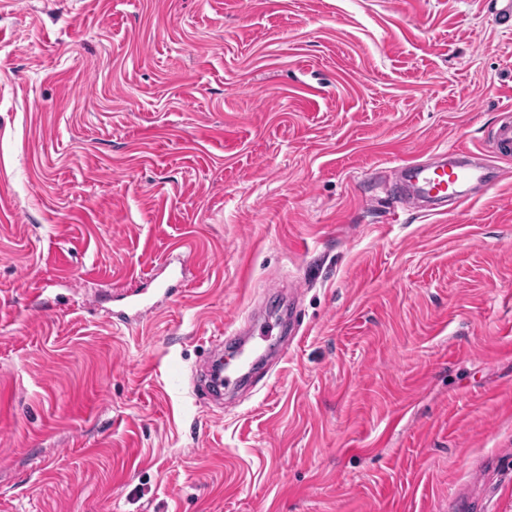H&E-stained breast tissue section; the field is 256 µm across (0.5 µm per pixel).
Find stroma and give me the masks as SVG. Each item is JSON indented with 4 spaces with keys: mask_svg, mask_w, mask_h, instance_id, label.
Instances as JSON below:
<instances>
[{
    "mask_svg": "<svg viewBox=\"0 0 512 512\" xmlns=\"http://www.w3.org/2000/svg\"><path fill=\"white\" fill-rule=\"evenodd\" d=\"M511 107L484 0H0V512H512V161L386 181ZM443 154H453L461 160L453 163H412L402 170L408 173L414 194L459 205L469 198L468 185L487 184L490 166L481 152L455 147L443 151ZM470 159L478 161L471 162ZM176 285H168L166 288H156L157 291L151 295H146L145 290L135 289L125 295L123 299H127L125 302V308L128 311L133 312L134 317L146 316L157 308L162 300L156 299L158 296L166 298L173 295L176 291L174 288ZM126 310L113 311L112 316L119 321L130 319V315Z\"/></svg>",
    "mask_w": 512,
    "mask_h": 512,
    "instance_id": "stroma-1",
    "label": "stroma"
}]
</instances>
